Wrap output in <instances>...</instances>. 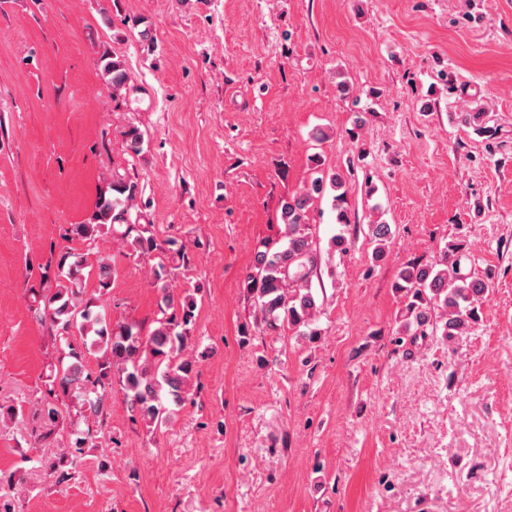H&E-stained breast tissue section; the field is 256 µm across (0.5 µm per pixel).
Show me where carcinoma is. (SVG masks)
I'll list each match as a JSON object with an SVG mask.
<instances>
[{
  "instance_id": "carcinoma-1",
  "label": "carcinoma",
  "mask_w": 512,
  "mask_h": 512,
  "mask_svg": "<svg viewBox=\"0 0 512 512\" xmlns=\"http://www.w3.org/2000/svg\"><path fill=\"white\" fill-rule=\"evenodd\" d=\"M105 69L113 88L127 81V73L119 61H109ZM326 177L311 179L305 191L286 200L281 207L285 226V244L268 243L255 252L248 274V287L254 308L266 330L285 328L296 331L304 339L313 340V328L319 299L312 288V277L318 267L309 213L324 192ZM111 194H101L91 220L72 224L65 238L79 240L85 250L65 251L57 259L55 284L42 289L34 299L31 311L49 323L54 340L67 347L60 351L57 364L42 399L38 417L42 431L36 441L44 446L54 442L64 414L75 411L77 420L86 425L76 430L71 450L47 460L50 474L57 481L70 478L74 458L84 448L106 436L104 414L112 394V376L122 378L128 404L140 421L151 431L165 426L173 408L189 396V383L195 373V360L185 357L189 329L193 317V301L181 297L170 287L175 271L190 266L192 255L186 244L174 238L159 241L154 225L140 223L132 217L126 203L139 193L138 183L118 178L110 185ZM120 233L137 257L158 259L154 268L155 287L160 291L158 308L161 317L156 327L144 334L136 324L116 326L96 310L97 297H83L84 270L90 266L104 229ZM460 245L451 244L433 266H406L395 283V289L407 299V307L418 323L429 322L431 312L439 310L441 328L446 336H461L477 319L478 303L488 294L489 284L475 275L461 271ZM95 276L98 293L111 286L112 263L96 259ZM79 334L81 346L72 338ZM97 354V372L84 369V351Z\"/></svg>"
}]
</instances>
